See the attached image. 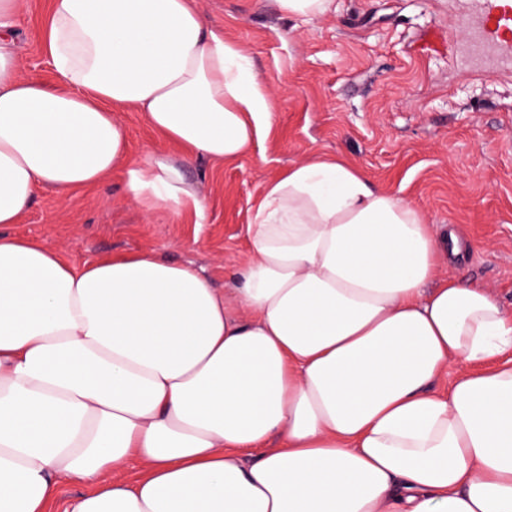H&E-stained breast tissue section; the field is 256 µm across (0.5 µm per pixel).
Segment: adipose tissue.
Returning a JSON list of instances; mask_svg holds the SVG:
<instances>
[{
    "label": "adipose tissue",
    "instance_id": "1",
    "mask_svg": "<svg viewBox=\"0 0 512 512\" xmlns=\"http://www.w3.org/2000/svg\"><path fill=\"white\" fill-rule=\"evenodd\" d=\"M22 8L0 0V512H47L63 478L92 488L66 512H512V316L439 277L456 235L356 168L270 177L224 290L7 232L122 163L145 206L203 216L191 161L247 154L272 110L195 0H51V85L21 70ZM125 106L179 153L128 162Z\"/></svg>",
    "mask_w": 512,
    "mask_h": 512
}]
</instances>
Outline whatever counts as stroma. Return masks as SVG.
I'll return each mask as SVG.
<instances>
[{"instance_id": "stroma-1", "label": "stroma", "mask_w": 512, "mask_h": 512, "mask_svg": "<svg viewBox=\"0 0 512 512\" xmlns=\"http://www.w3.org/2000/svg\"><path fill=\"white\" fill-rule=\"evenodd\" d=\"M481 0H331L310 19L280 15L271 0H196L226 38L240 44L272 92L270 125L232 163L195 158L205 223L192 212L146 210L128 195L124 167L101 184L59 196L37 190L7 230L38 239L80 265L154 251L194 262L216 287H233L249 248L250 210L266 181L288 165L337 157L377 188L454 227L467 243L439 274L483 285L512 314V66L466 56ZM49 0H26L16 36L23 72L52 81L30 38ZM130 161L170 145L131 108L120 111Z\"/></svg>"}]
</instances>
